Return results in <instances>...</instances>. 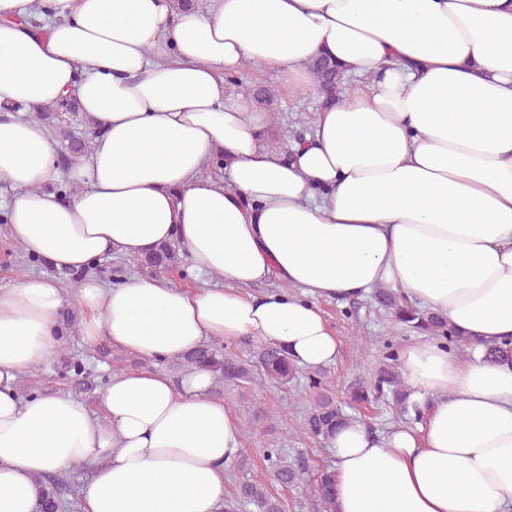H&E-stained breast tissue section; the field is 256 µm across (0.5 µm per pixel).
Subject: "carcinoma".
<instances>
[{"label":"carcinoma","instance_id":"1","mask_svg":"<svg viewBox=\"0 0 512 512\" xmlns=\"http://www.w3.org/2000/svg\"><path fill=\"white\" fill-rule=\"evenodd\" d=\"M318 86L323 98V106H334L342 100V95L349 81L344 66L329 55H318L306 63ZM229 83L238 87L239 91L258 100L260 104L270 106L274 102V90L268 86L252 87L242 78L229 79ZM78 111L77 100L65 96L48 106H33L29 109L31 118L42 122L67 142V153L60 165L78 158L89 148L90 139L73 136L66 126L57 122V116L63 112ZM136 265L150 273H165L184 265L181 247L174 241L164 242L154 252L142 258L135 259ZM378 303L389 311L395 320L416 331L425 332L446 344V347L463 352L467 342L463 334L448 323L446 317L436 311H424L413 306L404 296L386 288H379L375 294ZM487 359L497 361L504 357L512 360V339L505 343H493L486 347ZM257 364L264 376L280 385H285L295 379L297 364L280 347L267 345L257 356ZM178 366L188 369L203 368L209 370L214 383L240 385L250 381L251 369L239 357L226 351L223 344L212 341L187 355ZM310 389L313 390V404L305 417V427L309 433L324 442L336 434V431L349 419L334 398L335 386L327 383L320 376L309 378ZM351 402L355 404L368 403L380 397H391L392 404L400 410L401 415L409 413L408 393L399 369L397 347L386 343L378 354V369L374 380L370 382L357 381L347 388ZM265 460L268 463V477L283 486H295L306 483V492L314 501L317 512H336L333 500V474L323 470L316 478L305 481V469L299 464L288 460L280 448H270L266 451ZM40 491V512H68L76 507V502L68 498L65 492L67 480L59 476L53 480H37ZM253 506L257 512H281V505L267 490V477L255 476L238 486L235 504L229 510Z\"/></svg>","mask_w":512,"mask_h":512}]
</instances>
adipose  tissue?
<instances>
[{
	"label": "adipose tissue",
	"instance_id": "adipose-tissue-1",
	"mask_svg": "<svg viewBox=\"0 0 512 512\" xmlns=\"http://www.w3.org/2000/svg\"><path fill=\"white\" fill-rule=\"evenodd\" d=\"M0 0V102L77 98L91 147L61 173L46 127L0 116V201L14 242L55 267L137 258L164 241L223 286L80 280L85 345L178 361L212 340L334 363L317 302L389 287L447 316L465 354L421 337L400 351L412 423L350 420L330 442L336 512H512V0ZM347 64L352 89L287 152L269 113L225 78L279 74L317 96L307 61ZM222 158L224 174H203ZM68 176L64 197L51 183ZM272 280L281 292L250 294ZM65 288L0 290V512H39L37 480L83 466L79 512H220L243 451L212 375L112 374L101 414L18 381L62 341Z\"/></svg>",
	"mask_w": 512,
	"mask_h": 512
}]
</instances>
